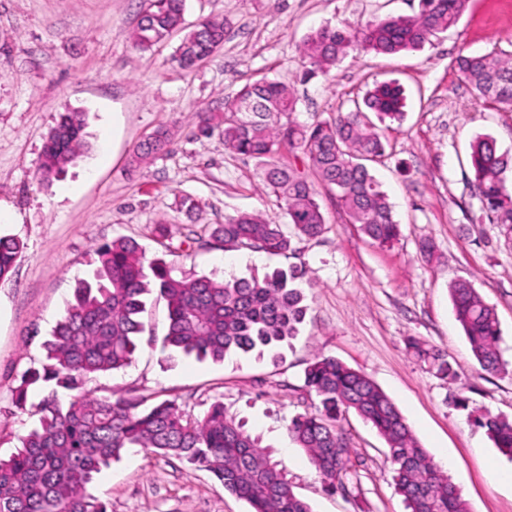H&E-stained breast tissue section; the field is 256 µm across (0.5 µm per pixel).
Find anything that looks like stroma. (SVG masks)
<instances>
[{"instance_id": "obj_1", "label": "stroma", "mask_w": 512, "mask_h": 512, "mask_svg": "<svg viewBox=\"0 0 512 512\" xmlns=\"http://www.w3.org/2000/svg\"><path fill=\"white\" fill-rule=\"evenodd\" d=\"M142 0H0V233L23 245L0 280V457L34 426L35 408L17 411L12 391L44 356L43 344L78 280L97 267L96 249L131 237L147 257L163 253L154 227L165 224L176 274H263L290 260L251 249L201 248L186 239L241 213L287 225L283 201L258 174L255 159L225 151L219 136H190L198 110L223 120L224 102L263 77L293 84L296 119L312 123L345 110L374 83L398 81L405 117L384 134L386 154L371 172L388 194L400 236L381 246L348 223L336 192L315 183L324 232L300 242L308 268L307 314L279 356L232 353L197 361L162 350L164 301L149 297L145 332L131 366L90 381L99 397L129 390L177 400L200 416L214 402L268 446L312 512H406L394 488L386 445L371 425L348 414L343 427L360 484L357 497L330 495L288 423L311 399L305 367L332 356L360 370L395 402L433 459L447 458L470 512H512V460L457 410L464 394L477 407L512 416V242L479 210L467 159L472 141L490 135L512 153V112L480 103L456 68L458 55H512V0H469L457 26L413 52L350 53L330 75L299 83V47L320 26L413 14L418 0H186L185 20L227 17L222 49L195 70L171 63L180 35L151 51L134 47ZM87 115V153L52 181L39 169L60 113ZM160 127L174 134L167 151L141 166L133 147ZM200 201L193 216L177 202ZM436 257L425 261L424 241ZM470 281L494 307L505 372L475 366L455 319L448 286ZM445 351L461 366L455 384L407 348L408 339ZM88 492L109 512H249L202 470L135 449L97 475Z\"/></svg>"}]
</instances>
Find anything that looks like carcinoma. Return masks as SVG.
<instances>
[{"instance_id":"cac0c4a2","label":"carcinoma","mask_w":512,"mask_h":512,"mask_svg":"<svg viewBox=\"0 0 512 512\" xmlns=\"http://www.w3.org/2000/svg\"><path fill=\"white\" fill-rule=\"evenodd\" d=\"M133 33L143 51L165 42L183 28L185 0H143ZM469 0H419L413 15L369 21L342 28L325 26L299 47L302 78L327 76L353 50L375 54L415 51L454 28ZM225 20L199 19L185 34L174 61L182 70L198 66L224 43ZM462 74L479 98L512 112V58L490 52L461 55ZM404 98L395 82L377 83L362 103L321 121L301 125L291 120L297 110L292 89L262 78L245 85L224 104L220 134L224 149L257 160L262 180L285 202L291 230L268 224L254 214H240L214 224L203 248L264 251L297 257L296 242L324 230V216L313 185L292 167L272 159L284 148L303 153L316 176L336 190L347 220L379 245L400 235V227L381 184L368 163L384 156L388 142L371 119L400 121ZM83 112L60 115L48 135L41 165L45 180L58 177L88 149ZM217 125L201 110L191 134L207 135ZM169 130L159 128L133 149L139 163L170 145ZM469 166L481 211L512 240V191L508 173L512 156L499 151L490 136L470 146ZM20 241L0 236V279L12 270ZM93 277L81 279L74 299L44 344L38 368L24 373L14 388V403L26 406L36 388L50 391L40 403L39 423L19 438L20 446L0 458V512H108L105 502L87 493V485L103 468L130 448L163 458H176L213 475L225 492L244 500L249 512H312L296 495L284 473L272 462L244 425L216 402L201 416L185 413L174 400L133 395L112 400L84 389L94 378L129 367L144 332L141 315L152 293L167 307L164 347L199 361H222L230 352L263 354L296 336L306 315L298 265L275 268L258 276H175L164 256L147 259L139 244L118 238L96 250ZM456 320L463 328L473 359L487 374L505 369L499 350L500 329L495 310L473 285L459 280L449 286ZM408 349L448 382L459 365L434 347L411 339ZM74 392L64 402L58 389ZM303 392L315 397L311 409L294 416L288 437L303 449L325 487L343 496L358 485L352 448L340 417L355 412L385 440L393 466L396 492L407 512H468L459 488L427 454L395 403L366 374L331 356H318L304 371ZM473 420L505 456L512 460V417L476 411Z\"/></svg>"}]
</instances>
